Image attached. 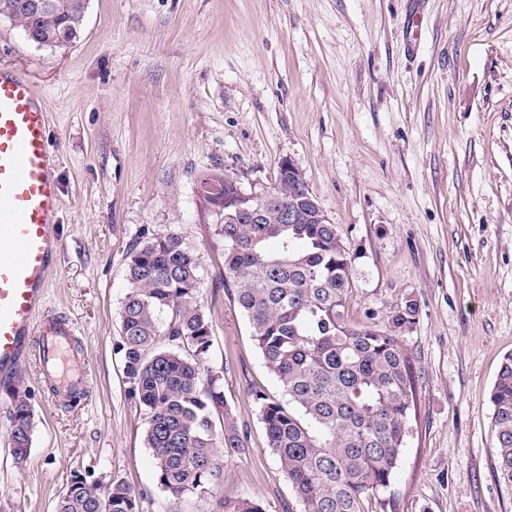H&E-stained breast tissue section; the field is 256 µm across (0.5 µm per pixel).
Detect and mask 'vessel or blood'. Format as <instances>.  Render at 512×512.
Here are the masks:
<instances>
[{
	"label": "vessel or blood",
	"mask_w": 512,
	"mask_h": 512,
	"mask_svg": "<svg viewBox=\"0 0 512 512\" xmlns=\"http://www.w3.org/2000/svg\"><path fill=\"white\" fill-rule=\"evenodd\" d=\"M48 114L27 75L0 69V374L20 369L34 337L43 378L61 394L86 389L70 319L44 308L62 245Z\"/></svg>",
	"instance_id": "b4317fda"
}]
</instances>
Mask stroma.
<instances>
[{
  "label": "stroma",
  "mask_w": 512,
  "mask_h": 512,
  "mask_svg": "<svg viewBox=\"0 0 512 512\" xmlns=\"http://www.w3.org/2000/svg\"><path fill=\"white\" fill-rule=\"evenodd\" d=\"M31 73L49 116L62 202L46 308L69 318L92 384L58 402L19 373L35 415L24 462L0 402V512H55L73 475L142 493V512H224L250 497L299 512L250 396L283 397L224 288V241L197 180L275 187L289 158L356 257L347 318L406 299L416 416L390 510L512 512L488 394L512 353V0H89L65 50L0 19V65ZM180 234L213 322L207 368L248 436L212 496L172 503L116 352L130 251Z\"/></svg>",
  "instance_id": "stroma-1"
}]
</instances>
